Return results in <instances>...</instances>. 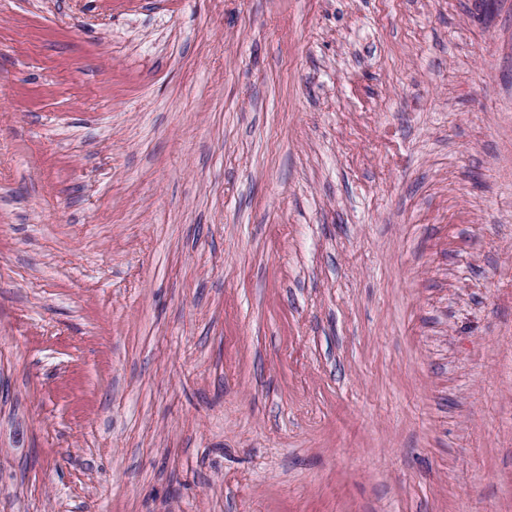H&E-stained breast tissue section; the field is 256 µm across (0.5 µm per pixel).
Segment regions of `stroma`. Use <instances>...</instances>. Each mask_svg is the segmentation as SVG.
Instances as JSON below:
<instances>
[{"label": "stroma", "instance_id": "35a3bbf8", "mask_svg": "<svg viewBox=\"0 0 512 512\" xmlns=\"http://www.w3.org/2000/svg\"><path fill=\"white\" fill-rule=\"evenodd\" d=\"M0 512H512V0H0Z\"/></svg>", "mask_w": 512, "mask_h": 512}]
</instances>
